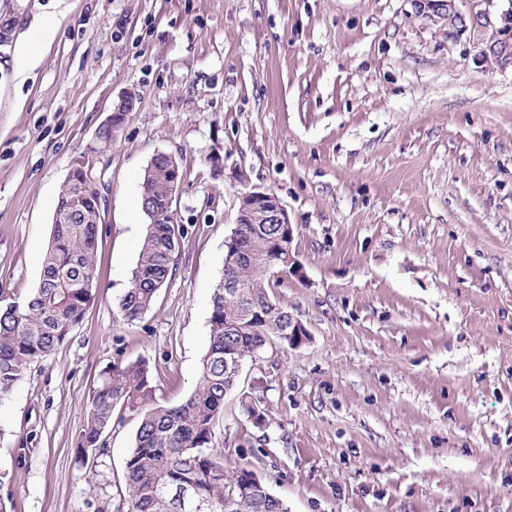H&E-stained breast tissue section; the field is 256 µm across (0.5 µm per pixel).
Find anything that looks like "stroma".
<instances>
[{"label": "stroma", "mask_w": 512, "mask_h": 512, "mask_svg": "<svg viewBox=\"0 0 512 512\" xmlns=\"http://www.w3.org/2000/svg\"><path fill=\"white\" fill-rule=\"evenodd\" d=\"M0 288L38 285L57 198L100 196L94 302L0 406V512H113L136 414L77 437L100 372L146 361L158 404L194 389L239 197L273 193L299 277L271 297L307 331L266 346L214 443L288 512H512V71L411 0H0ZM52 28L27 78L21 46ZM140 99L111 146L113 101ZM176 158L171 277L124 320L151 158ZM260 397L254 423L241 393Z\"/></svg>", "instance_id": "35a3bbf8"}]
</instances>
